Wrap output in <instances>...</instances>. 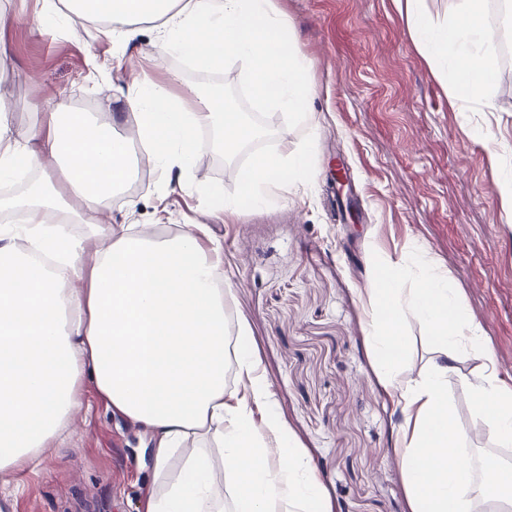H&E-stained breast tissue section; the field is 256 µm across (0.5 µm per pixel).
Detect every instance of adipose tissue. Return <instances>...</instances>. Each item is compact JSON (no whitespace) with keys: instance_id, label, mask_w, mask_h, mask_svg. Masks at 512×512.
I'll return each instance as SVG.
<instances>
[{"instance_id":"adipose-tissue-1","label":"adipose tissue","mask_w":512,"mask_h":512,"mask_svg":"<svg viewBox=\"0 0 512 512\" xmlns=\"http://www.w3.org/2000/svg\"><path fill=\"white\" fill-rule=\"evenodd\" d=\"M269 3L63 0L61 16L95 25L103 41L121 47L139 25H152V55H173L203 72L241 60L254 99L302 122L312 117V62L292 45L287 15ZM398 5L432 55L459 59V98L485 94L498 59L484 0H466L465 21L434 33L416 18V0ZM119 93L125 109L108 118L60 101L23 132L0 103V182L23 168L43 175L0 198V213L13 218L0 225V485L61 440L88 380L112 409L153 435L146 512H322L317 468L280 420L246 327L238 328L234 351L226 349L221 245L203 246L208 227L182 224L155 237L136 224L100 221L136 173L124 124L147 147L164 192L192 183L199 129H212L221 149L252 131L219 94L176 95L148 79ZM310 152L306 146L255 157L234 198L205 185L200 191L216 213L261 206L284 186L313 181ZM72 223L85 225V236H73ZM415 258L422 268L416 288H403V265L386 263L365 290L380 379L403 415L402 468L413 512H478L480 497L512 483V470L485 459L491 479L476 483L448 389L467 390L485 432L508 448L512 385L498 378L495 357L464 316L447 274L423 252ZM413 317L428 326L438 355L410 378L403 328ZM467 347L480 362L470 375L456 365L457 351ZM229 366L231 387L224 382ZM177 456L183 463L175 471Z\"/></svg>"}]
</instances>
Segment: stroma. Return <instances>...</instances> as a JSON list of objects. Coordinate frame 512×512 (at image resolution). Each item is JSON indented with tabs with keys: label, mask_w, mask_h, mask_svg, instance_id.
I'll use <instances>...</instances> for the list:
<instances>
[{
	"label": "stroma",
	"mask_w": 512,
	"mask_h": 512,
	"mask_svg": "<svg viewBox=\"0 0 512 512\" xmlns=\"http://www.w3.org/2000/svg\"><path fill=\"white\" fill-rule=\"evenodd\" d=\"M271 5L287 13L292 42L313 62L319 127L291 125L287 140L279 138L286 115L252 100L240 61L201 73L175 56L145 59L154 31L144 24L121 69L91 80L93 57L111 56V45L63 21L55 38L39 37V0H0V10L21 18L0 36L9 46L0 57V97L22 129L36 118L33 99L78 96L102 114L114 108L118 87L144 71L176 94L224 83L244 119L265 127L231 155L214 150L211 129L199 131L195 178L228 198L253 155L311 145L312 184L236 215L211 216L194 185L160 194L146 168L125 195L137 202L135 222L152 233L198 223L220 241L226 314L247 320L276 410L319 467L328 512H412L398 455L402 415L378 377L363 290L386 262L406 265L404 285L415 287L410 255L426 252L512 384V211L496 194L512 176V60L499 64L489 108L485 99L453 98V73L420 51L395 0ZM338 165L351 180L344 203L332 179ZM83 391L65 447L19 471L20 489L0 512H144L153 479L148 432L91 384ZM451 397L469 454L487 455L492 443L476 426L468 394L455 388Z\"/></svg>",
	"instance_id": "35a3bbf8"
}]
</instances>
